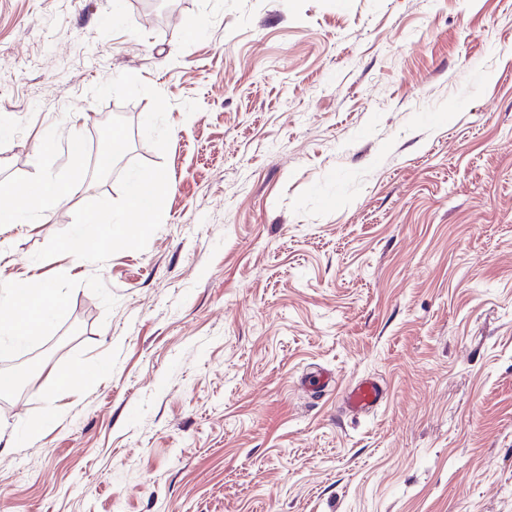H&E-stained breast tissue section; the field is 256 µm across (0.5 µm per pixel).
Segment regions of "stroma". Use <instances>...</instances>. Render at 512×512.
I'll list each match as a JSON object with an SVG mask.
<instances>
[{
	"instance_id": "1",
	"label": "stroma",
	"mask_w": 512,
	"mask_h": 512,
	"mask_svg": "<svg viewBox=\"0 0 512 512\" xmlns=\"http://www.w3.org/2000/svg\"><path fill=\"white\" fill-rule=\"evenodd\" d=\"M0 184V512H512V0H0ZM163 190V181L158 175H135L130 181L129 207L134 223L152 224L156 202ZM36 302L26 303L21 317L0 316V357L10 356L18 344L35 336L42 327L45 308L54 298L56 288L46 283H40L35 289ZM3 336H9L5 341ZM385 394V389L379 381L366 377L344 391L342 405L353 416H359L378 407L383 402Z\"/></svg>"
}]
</instances>
